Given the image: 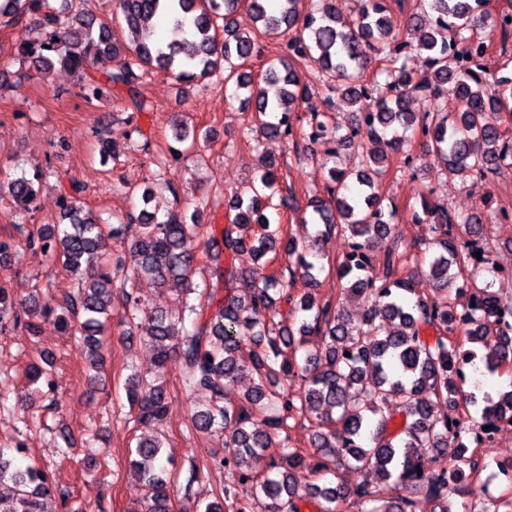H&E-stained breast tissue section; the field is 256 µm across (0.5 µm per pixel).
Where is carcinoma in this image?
I'll list each match as a JSON object with an SVG mask.
<instances>
[{
	"instance_id": "obj_1",
	"label": "carcinoma",
	"mask_w": 512,
	"mask_h": 512,
	"mask_svg": "<svg viewBox=\"0 0 512 512\" xmlns=\"http://www.w3.org/2000/svg\"><path fill=\"white\" fill-rule=\"evenodd\" d=\"M303 0H280L278 12L268 11L267 0H119L128 29L125 41L116 37L112 23L83 9L64 14L48 0H0V23L19 15H34L33 41L17 48L0 71V86L18 88L28 78L26 66L50 71L59 65L81 73L86 102L99 101L112 88L126 90L135 109H148L141 88L155 71L178 83L200 85L224 78L244 94L243 106L255 112L256 137L281 138L298 145L326 135V122L310 107L309 130L294 129L293 113L305 104L306 84L296 70L304 65L316 80L353 104L368 95L369 87L384 89L375 111L362 113L347 136L356 143L358 170L328 169L327 197L308 202L302 222L321 226L313 238L284 236L272 213L279 191V168L269 160L258 171L247 196L236 195L232 223L202 230L199 210L186 215L169 211L162 221L148 210L153 194L143 193L145 208L105 231L80 200L84 186L71 182L61 188L65 224L41 227L27 236L34 257L58 263L77 280V288L56 304L36 300L17 302L0 286V335L22 326L35 336L52 324L83 341L89 350V379L98 382L105 367L104 335L112 317V285L123 281L126 306L122 323L132 326L144 317L151 322L149 342L155 364L164 372L179 369L187 393L206 391L207 406L193 411L191 430L205 435L224 433L230 456L215 455L212 466L232 467L248 494L224 488L202 512H338L353 492L325 475L355 468L366 477L359 492L358 512H422L420 498L434 503L433 512H498L476 510L468 487L477 483L488 466L477 453L479 433L492 434L512 420V390L498 400L479 405L476 390L468 391L456 379L459 362L481 363L495 374L512 364V275L494 271L495 281L478 287L464 277L477 249L470 238L484 231L482 215L474 212L458 220L444 205L423 201L429 226L424 240V275L447 293L469 289V304L459 309L445 300H427L419 283L406 273L404 253L385 207L373 192L374 177L386 157L376 145L386 137L404 147L406 133L423 140L445 171L463 180L487 178L512 158V75H485L480 56L471 48L482 43L474 31L499 25L501 46L508 52L512 40V10L491 11L489 0H429L442 26H429L422 15L408 16L405 32L393 31L388 0H316L301 9ZM252 14L255 31L241 32L234 15L241 7ZM163 16L167 34L160 36L145 20ZM281 29L288 35V56L267 63L261 82L242 68L257 53L258 32ZM426 52L430 78L416 82L401 51L411 46ZM112 59V70L100 80L90 73L96 58ZM385 77L384 86L367 75L372 63ZM456 81L470 109L452 115L439 107L422 117L410 111L415 96L436 99L448 80ZM20 210L30 212L36 191L30 180L0 181ZM251 229L242 236L241 230ZM341 232L353 241L355 252L338 265L346 280L344 292L366 298L368 305L357 323L341 310L316 298L315 264L322 242ZM206 236L205 253L212 260L224 255L226 266L216 265L204 285L194 281L201 256L187 248L194 234ZM282 244L288 253L286 273L261 286L244 280L236 266L243 255L260 259ZM146 277L157 287L185 297L173 317L153 309L139 294L136 280ZM463 283H458V279ZM302 282L303 293L291 288ZM290 305L291 317L280 312ZM190 319L179 346L168 343L178 325ZM431 330L434 336H425ZM248 375L252 385L241 391L239 380ZM26 383L39 386L50 405L57 406L48 360L30 364ZM131 402V422L154 429L165 419L168 393L161 382L132 373L124 381ZM401 405L389 406L393 399ZM480 408L479 416H460V408ZM403 417L401 434L388 432L394 414ZM306 418L313 427L308 453L291 444L288 420ZM278 442V456L266 459L267 448ZM158 435H143L126 457V466L144 490L145 512H172L170 487L180 472L163 454ZM438 462L426 482L415 477L424 454ZM307 467L315 482L304 491L294 483L295 470ZM210 469L192 465L183 490L209 479ZM395 485L410 491L392 496ZM56 495L64 512H85V506L59 486L40 467H11L0 449V512H42V500Z\"/></svg>"
}]
</instances>
